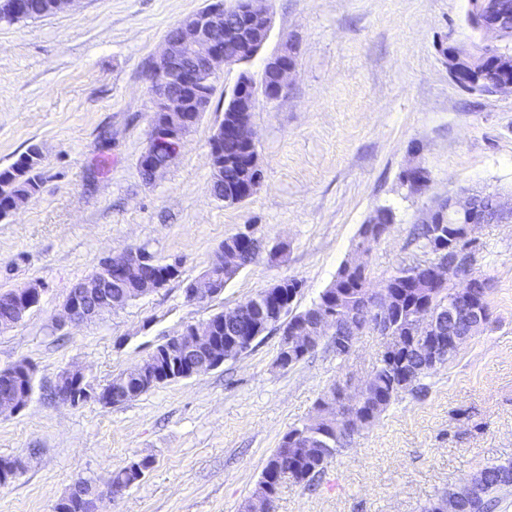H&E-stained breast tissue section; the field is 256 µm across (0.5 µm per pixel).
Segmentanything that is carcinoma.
Segmentation results:
<instances>
[{
  "instance_id": "1",
  "label": "carcinoma",
  "mask_w": 512,
  "mask_h": 512,
  "mask_svg": "<svg viewBox=\"0 0 512 512\" xmlns=\"http://www.w3.org/2000/svg\"><path fill=\"white\" fill-rule=\"evenodd\" d=\"M21 10L10 8V3L0 0V20L8 22L21 19H35L53 13L52 0H19ZM246 147L235 141L224 142V166L220 171L218 182L220 192L216 197L224 199L227 204L238 203L237 192L240 185L249 177L243 166ZM43 154L39 145L32 144L9 167L0 170V219L11 213L13 204L26 201L40 189ZM224 246V264L220 267L209 266L204 275L214 279L217 287L222 289L241 269L253 263L258 253L252 248V242L239 247V236L227 237ZM388 287L395 293V302L391 316L398 323L400 342L394 352L393 361L381 360L373 369L363 394L358 399H349L344 404L345 412L339 413V385L334 384L325 391L317 401V415L314 420L304 423L286 432L277 448L266 461L260 480L246 504V509L261 498L276 500L279 487L283 481L295 484H307L323 471L327 460L351 442L360 428L348 427L344 417L354 416L364 420V426L374 424L387 410L393 400L406 391L414 390L417 383L430 375L439 365L446 363L449 356L443 355L432 361L420 353L411 350L409 330L414 322V313L427 299L439 311L443 329L451 336L466 341L473 331L472 323L467 318L448 316V297L454 287L429 288L422 280V273L407 265L400 266L390 277ZM142 285L116 276L112 277V300L118 308L136 297ZM370 291V283L365 268L343 264L334 280L321 292L322 298H339L337 309L339 322L347 324L350 313L359 308ZM18 289L0 293V328L8 329L12 319V307L17 298ZM248 307L240 310L231 322L219 324V316H214L198 323V327L210 331L212 336H246L250 326L262 321L269 327L278 324L283 316H288L284 331L291 332L299 323L310 319L316 305L295 312L288 304V295L279 300L267 297L263 290L247 301ZM27 361L21 360L12 366L0 369V402L8 400L10 392L27 387L34 389V375L25 372ZM125 375L120 374L106 385L113 392L110 404L118 405L133 400L153 389V385H138L133 395L124 397L120 389L124 388ZM153 461L147 457L132 460L114 470L109 480L112 487L125 491L140 482L150 470ZM476 486L469 495L463 512H490L494 494L512 487V461L492 464L481 469L475 476ZM81 491H70V502L62 505V512H99V506L92 501H81L79 496L99 494L100 481L93 478L79 480Z\"/></svg>"
}]
</instances>
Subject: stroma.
I'll use <instances>...</instances> for the list:
<instances>
[{
  "instance_id": "1",
  "label": "stroma",
  "mask_w": 512,
  "mask_h": 512,
  "mask_svg": "<svg viewBox=\"0 0 512 512\" xmlns=\"http://www.w3.org/2000/svg\"><path fill=\"white\" fill-rule=\"evenodd\" d=\"M205 0H73L37 19L0 21V169L30 144L43 152L39 191L0 219V291L36 282L40 303L0 333V368L35 369L28 406L0 415V457L23 470L0 487V512H53L81 477L107 480L151 458L144 479L101 512H244L282 436L314 417L336 380L369 379L386 339L364 331L338 356L331 337L278 368L281 329L201 376L120 405L53 398L58 374L83 369L95 388L138 365L191 323L229 311L283 278L294 303L317 300L358 259L373 288L403 264L431 261L415 232L465 189L512 193V96L459 86L442 49L475 38L466 0H269L272 23L246 67H220L211 103L154 182L140 158L152 132L150 64L167 32ZM295 48L286 94L258 98L253 133L261 184L244 202L212 194L211 138L240 70ZM423 166L410 192L400 175ZM393 223L357 252L380 209ZM248 233L255 262L223 293L188 301L185 286L225 238ZM146 249L180 276L119 311L54 328L70 287L100 261ZM475 268L489 277V321L414 391L329 459L313 485L283 484L275 512H424L482 468L512 460V223L478 231Z\"/></svg>"
}]
</instances>
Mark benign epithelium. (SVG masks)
<instances>
[{"instance_id":"benign-epithelium-1","label":"benign epithelium","mask_w":512,"mask_h":512,"mask_svg":"<svg viewBox=\"0 0 512 512\" xmlns=\"http://www.w3.org/2000/svg\"><path fill=\"white\" fill-rule=\"evenodd\" d=\"M258 2L260 0H238L237 5L232 8L234 13L230 15V8L224 5V0H212L208 10L188 15L176 26V35L165 38L164 48L154 60L150 72V90L154 96L155 111L166 115L160 125L166 128L164 138L168 142V153L161 164L151 161L150 151L142 154L140 166L147 179H155L160 171L178 157L186 135L195 127V108L192 107L187 91L192 89L196 91V96H201L200 85L215 79L219 65L245 63L255 57L265 45L271 28V16L269 9L258 5ZM471 9L479 18L477 33L480 35V46L471 50L473 66L469 68L457 64L453 56H448V71L455 80L484 68L490 51L499 47L509 33L505 23L512 14V0H472ZM222 27L231 32H246L240 55L234 60L224 57V46L217 38ZM492 64L504 74L498 83V93L512 95V57L495 58ZM293 68L294 48L290 43L265 60L264 72L270 74L271 78L269 82L261 85L260 93L267 101H276L286 93L288 77ZM219 129L228 137L236 138L251 147L255 146L252 123L249 121L225 123ZM247 167L252 177L241 189L242 200L253 194L261 180L257 153H252L248 158ZM444 206L446 210L463 218L457 229L459 237L477 242V232L484 224V217L473 194L467 191L451 194ZM116 260L115 264L107 262L96 277H88L72 285L62 313L56 319L58 326L90 322L102 312L112 309L109 293V288L112 287V271L116 270L128 279H136L140 276L148 256L137 249L116 256ZM419 271L437 282L445 283L451 278L462 281V289L456 291L448 302V309L454 314L462 313L470 319L474 318L477 324H482L484 311L477 302L475 280L469 273L446 261L438 260L420 265ZM381 308H389L388 292L384 289L374 291L366 307L352 313L351 324L359 333L365 329H373L387 337L385 350L389 351L393 343L389 322L375 315ZM334 324V312L322 307L317 310L312 321L300 329L301 335L291 339L285 336L283 343L308 347L321 336L330 334ZM418 324L426 330L432 329L436 334H442L439 321L429 306L420 312ZM249 340L248 336H230L223 349L212 351L208 348L209 337L195 330L191 336L181 332L168 338L161 348L166 356L182 359L185 372L193 377L220 367L230 355L241 351L242 346ZM127 378L136 383L154 384L158 382L159 376L154 373L149 363L143 362L127 371ZM85 383L87 379L84 371L76 368L62 371L55 383L59 399L68 403L74 396L101 400L106 395L102 390H79V386Z\"/></svg>"}]
</instances>
